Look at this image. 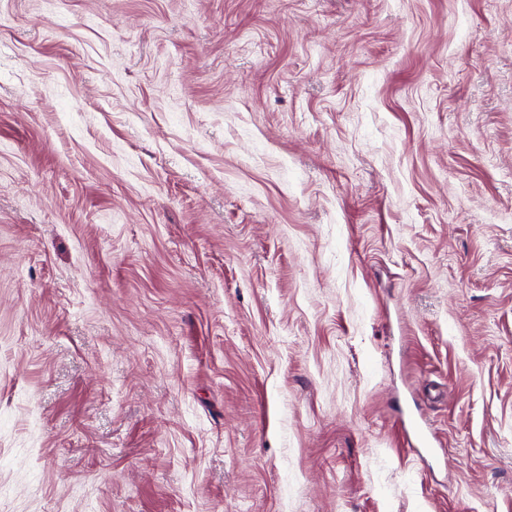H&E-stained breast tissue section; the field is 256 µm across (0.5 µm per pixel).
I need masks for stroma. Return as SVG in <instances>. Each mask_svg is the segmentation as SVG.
<instances>
[{
  "label": "stroma",
  "mask_w": 512,
  "mask_h": 512,
  "mask_svg": "<svg viewBox=\"0 0 512 512\" xmlns=\"http://www.w3.org/2000/svg\"><path fill=\"white\" fill-rule=\"evenodd\" d=\"M0 512H512V0H0ZM401 426L404 430L407 440L412 446L422 448H436L440 447L439 441L431 434H425V427L422 421L418 418L403 419Z\"/></svg>",
  "instance_id": "obj_1"
}]
</instances>
